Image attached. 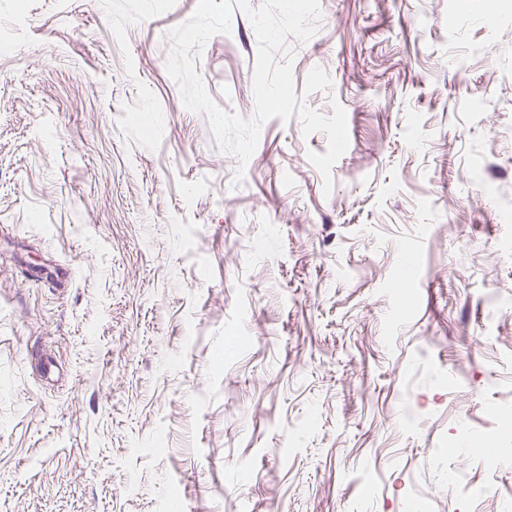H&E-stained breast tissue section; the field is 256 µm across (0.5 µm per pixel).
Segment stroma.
<instances>
[{"label": "stroma", "mask_w": 512, "mask_h": 512, "mask_svg": "<svg viewBox=\"0 0 512 512\" xmlns=\"http://www.w3.org/2000/svg\"><path fill=\"white\" fill-rule=\"evenodd\" d=\"M197 4L0 0V512H495L512 0H320L277 59L346 111L328 195L325 134L269 120L240 171L183 106ZM256 52L238 7L204 45L226 111Z\"/></svg>", "instance_id": "1"}]
</instances>
